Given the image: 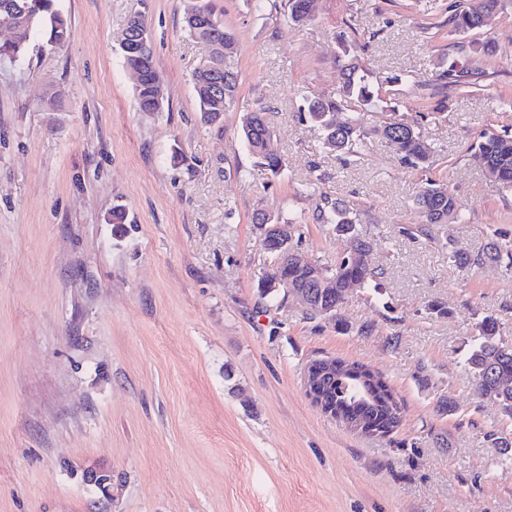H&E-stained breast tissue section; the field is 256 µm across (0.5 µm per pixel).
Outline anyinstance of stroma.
<instances>
[{
    "mask_svg": "<svg viewBox=\"0 0 512 512\" xmlns=\"http://www.w3.org/2000/svg\"><path fill=\"white\" fill-rule=\"evenodd\" d=\"M455 2L316 0L314 22L294 26L216 0L240 83L209 126L190 77L206 48L184 30V0H56L65 46L38 34L25 62L0 64V512H512V449L484 438L512 421L462 366L478 317L512 339V271L458 267L447 247L512 239V193L469 151L512 127V0L466 34L448 22ZM135 15L162 112L139 111L120 52ZM340 33L409 118L445 102L447 119L421 129L466 223L417 232L418 176L379 137L346 162L318 150L299 107L335 89ZM451 65L467 84L435 96ZM258 104L287 160L276 179L241 142ZM175 147L187 164L171 163ZM326 197L359 211L379 293L350 291L334 318L264 305L272 264L254 213L300 222L302 253L331 266L348 244L316 220ZM323 357L385 376L402 404L391 435L354 432L308 399L303 371ZM92 470L110 475L111 497Z\"/></svg>",
    "mask_w": 512,
    "mask_h": 512,
    "instance_id": "1",
    "label": "stroma"
}]
</instances>
